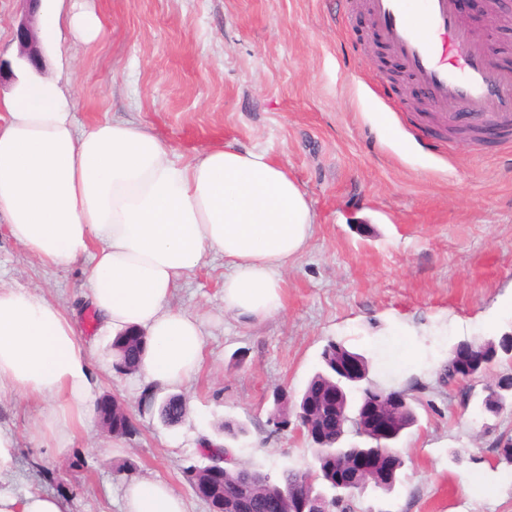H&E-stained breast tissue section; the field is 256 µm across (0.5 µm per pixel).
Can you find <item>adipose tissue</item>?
<instances>
[{
	"label": "adipose tissue",
	"mask_w": 512,
	"mask_h": 512,
	"mask_svg": "<svg viewBox=\"0 0 512 512\" xmlns=\"http://www.w3.org/2000/svg\"><path fill=\"white\" fill-rule=\"evenodd\" d=\"M45 42L70 28L94 41L92 8L44 10ZM69 79L27 76L0 98V219L42 265L86 264V297L112 334L147 336L140 371L154 388L189 382L205 357L196 314L171 307L208 254L224 258V309L261 320L284 306L281 274L307 249L316 222L301 186L265 152L208 144L175 155L133 120L78 129ZM98 383L72 316L43 294L0 289V396L41 403L63 450L92 410ZM16 438L0 428V512H70L44 490L16 493ZM124 512H186L169 484L134 477Z\"/></svg>",
	"instance_id": "adipose-tissue-1"
}]
</instances>
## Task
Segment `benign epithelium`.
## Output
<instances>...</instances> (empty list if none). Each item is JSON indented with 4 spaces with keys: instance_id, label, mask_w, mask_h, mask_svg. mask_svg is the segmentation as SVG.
Returning a JSON list of instances; mask_svg holds the SVG:
<instances>
[{
    "instance_id": "7a95c632",
    "label": "benign epithelium",
    "mask_w": 512,
    "mask_h": 512,
    "mask_svg": "<svg viewBox=\"0 0 512 512\" xmlns=\"http://www.w3.org/2000/svg\"><path fill=\"white\" fill-rule=\"evenodd\" d=\"M27 13L17 26L15 38L20 57L32 63L42 62L40 42L32 25L41 0H23ZM146 336L132 330L126 333L125 343L113 347L119 358L117 366L125 371H136L146 350ZM363 366L352 354H342L336 358V377L342 381H357L362 377ZM407 394L398 392L390 398H378L353 410L341 388L329 391L310 392L297 407V419L316 425L317 448L336 455L333 448H323L327 434L338 438L344 429L353 424L360 429L361 436L373 445L349 461L336 462L327 471L321 484L306 483L285 493H267L262 496L263 512H331L335 498L354 495L371 486L383 489L390 486L401 469V456L387 449L386 444L395 437L394 415L406 405ZM123 408L108 395L101 397L96 405L100 422L109 432L119 428L116 420ZM187 480L194 493L212 505V512H244L241 505L252 497L247 489L240 490L230 498V506H225L224 461L212 460L201 468H192Z\"/></svg>"
}]
</instances>
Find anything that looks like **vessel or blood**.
<instances>
[{"mask_svg": "<svg viewBox=\"0 0 512 512\" xmlns=\"http://www.w3.org/2000/svg\"><path fill=\"white\" fill-rule=\"evenodd\" d=\"M381 40L426 88L441 121L449 105L469 122L490 123L512 139V69L496 67L457 17L456 0H367Z\"/></svg>", "mask_w": 512, "mask_h": 512, "instance_id": "b4317fda", "label": "vessel or blood"}]
</instances>
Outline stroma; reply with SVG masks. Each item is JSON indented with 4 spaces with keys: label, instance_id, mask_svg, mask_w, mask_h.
<instances>
[{
    "label": "stroma",
    "instance_id": "stroma-1",
    "mask_svg": "<svg viewBox=\"0 0 512 512\" xmlns=\"http://www.w3.org/2000/svg\"><path fill=\"white\" fill-rule=\"evenodd\" d=\"M359 2L92 0L100 37L63 34L78 127L135 118L183 155L212 139L264 151L306 192L316 224L281 275L285 306L272 318L225 313L215 255L174 291L172 306L203 321L205 361L179 389L185 420L169 426L158 415L167 390L118 370L113 336L84 296L83 264L44 267L0 223V288L38 289L73 316L97 395H114L134 423L121 437L92 419L58 453L41 446L37 402L0 398V427L17 437L14 491L55 492L71 512H122L125 482L150 475L187 512H210L184 477L203 465L208 438L227 440L243 467L307 469L314 445L296 418L275 429L273 400L299 394L336 341L418 412L395 443V489L366 491L350 512H512V463L496 452L512 436V407L492 416L479 406L498 373L466 403L444 371L458 343L512 333V144L438 136L410 88L389 79L400 63L373 44ZM22 15L21 0H0V63L11 67L1 95L26 71ZM228 422L243 427L237 439H226Z\"/></svg>",
    "mask_w": 512,
    "mask_h": 512
}]
</instances>
